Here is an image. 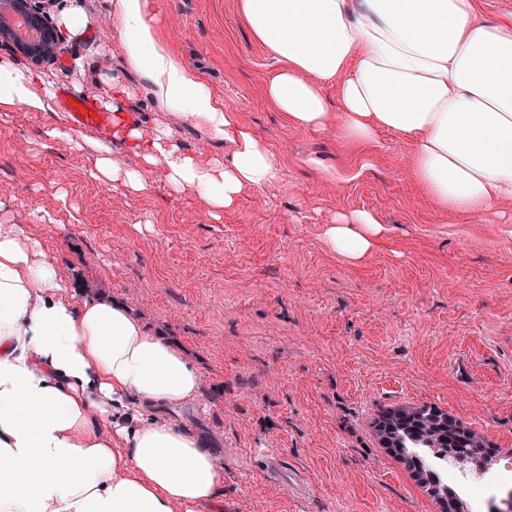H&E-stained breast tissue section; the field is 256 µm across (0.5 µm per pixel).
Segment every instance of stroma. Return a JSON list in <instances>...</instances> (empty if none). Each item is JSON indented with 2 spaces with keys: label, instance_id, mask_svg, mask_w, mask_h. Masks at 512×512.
Returning <instances> with one entry per match:
<instances>
[{
  "label": "stroma",
  "instance_id": "obj_1",
  "mask_svg": "<svg viewBox=\"0 0 512 512\" xmlns=\"http://www.w3.org/2000/svg\"><path fill=\"white\" fill-rule=\"evenodd\" d=\"M150 3L164 45L277 156L278 180L214 212L155 165L151 193L135 194L93 177L98 151L76 148L108 142L103 131L19 106L0 112V224L25 225L64 288L121 303L196 368L200 416L187 425L219 452L224 512H426L372 424L387 407L430 404L512 448V235L500 223L512 207L445 218L411 177L413 142L383 131L352 147L335 127L289 126L263 94L277 61L237 0ZM73 7L86 26L40 69L55 88L100 104L118 79L135 123L170 127L198 159L230 157L229 144L157 108L126 64L110 0H55L50 16ZM108 144L120 165L143 167ZM361 209L386 232L352 265L324 230ZM266 449L310 496L253 469Z\"/></svg>",
  "mask_w": 512,
  "mask_h": 512
}]
</instances>
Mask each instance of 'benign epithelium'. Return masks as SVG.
I'll return each mask as SVG.
<instances>
[{
    "label": "benign epithelium",
    "instance_id": "benign-epithelium-1",
    "mask_svg": "<svg viewBox=\"0 0 512 512\" xmlns=\"http://www.w3.org/2000/svg\"><path fill=\"white\" fill-rule=\"evenodd\" d=\"M7 12L21 17L38 37L29 42L20 41L10 21L0 12V43L10 45L16 54L34 66L50 64L56 60L62 44L59 30L46 15L52 0H0Z\"/></svg>",
    "mask_w": 512,
    "mask_h": 512
}]
</instances>
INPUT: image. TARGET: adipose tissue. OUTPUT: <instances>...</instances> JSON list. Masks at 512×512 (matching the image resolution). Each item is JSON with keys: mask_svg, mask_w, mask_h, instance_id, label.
I'll use <instances>...</instances> for the list:
<instances>
[{"mask_svg": "<svg viewBox=\"0 0 512 512\" xmlns=\"http://www.w3.org/2000/svg\"><path fill=\"white\" fill-rule=\"evenodd\" d=\"M130 68L157 106L178 111L227 161L185 153L169 129L113 112L112 134L170 182L217 211L273 182L279 161L196 73L160 41L147 0H110ZM254 39L276 58L266 101L289 125H335L352 144L389 131L413 141L411 174L452 218L512 204V16L480 0H239ZM335 84L342 109L324 95ZM55 109L41 74L0 56V112ZM383 232L360 210L327 225L329 249L351 264ZM200 375L118 302L67 292L20 224H0V512H224L219 459L156 408L200 398Z\"/></svg>", "mask_w": 512, "mask_h": 512, "instance_id": "obj_1", "label": "adipose tissue"}]
</instances>
